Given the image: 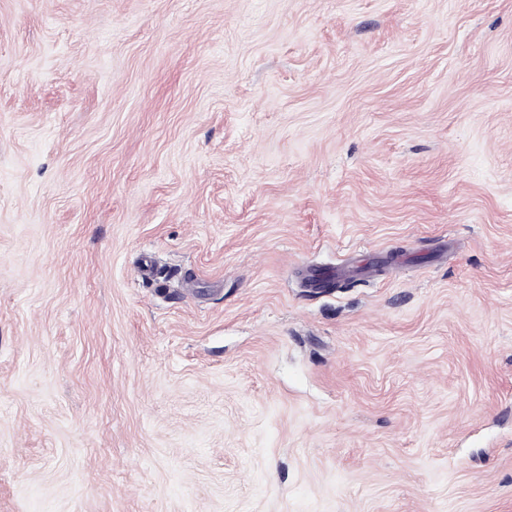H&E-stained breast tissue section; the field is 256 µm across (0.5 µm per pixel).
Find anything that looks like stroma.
I'll use <instances>...</instances> for the list:
<instances>
[{"label":"stroma","mask_w":512,"mask_h":512,"mask_svg":"<svg viewBox=\"0 0 512 512\" xmlns=\"http://www.w3.org/2000/svg\"><path fill=\"white\" fill-rule=\"evenodd\" d=\"M0 512H512V0H0ZM371 270V265L367 260H362L356 267L354 268H325V267H315L311 269L310 273L312 275L313 281L323 280L324 277L329 278L332 282L336 279H347L356 276L367 275Z\"/></svg>","instance_id":"35a3bbf8"}]
</instances>
